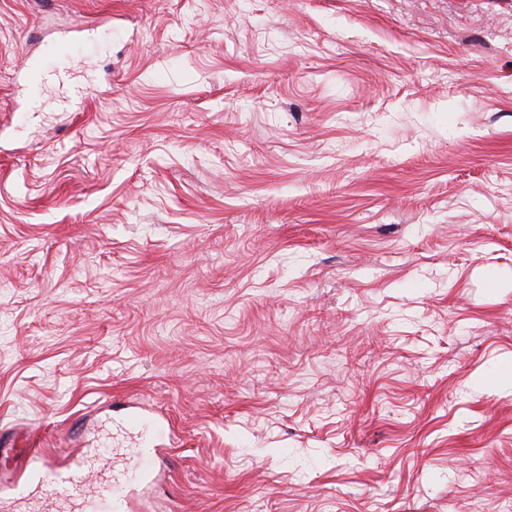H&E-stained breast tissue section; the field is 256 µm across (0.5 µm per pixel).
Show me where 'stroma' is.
Wrapping results in <instances>:
<instances>
[{
	"instance_id": "35a3bbf8",
	"label": "stroma",
	"mask_w": 512,
	"mask_h": 512,
	"mask_svg": "<svg viewBox=\"0 0 512 512\" xmlns=\"http://www.w3.org/2000/svg\"><path fill=\"white\" fill-rule=\"evenodd\" d=\"M12 437L153 443L135 512H512V0H0Z\"/></svg>"
}]
</instances>
